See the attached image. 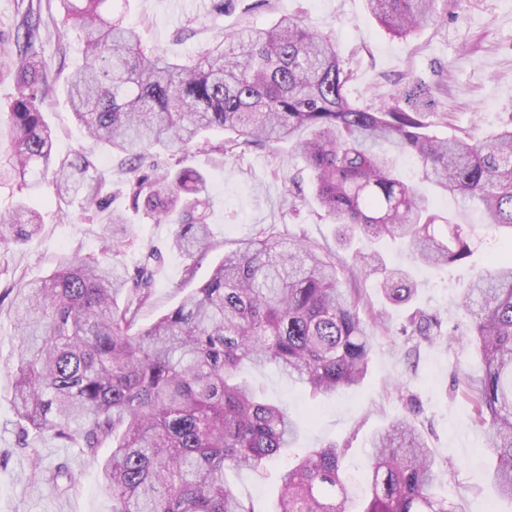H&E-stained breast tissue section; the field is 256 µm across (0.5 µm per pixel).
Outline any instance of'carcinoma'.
Here are the masks:
<instances>
[{
	"instance_id": "cac0c4a2",
	"label": "carcinoma",
	"mask_w": 512,
	"mask_h": 512,
	"mask_svg": "<svg viewBox=\"0 0 512 512\" xmlns=\"http://www.w3.org/2000/svg\"><path fill=\"white\" fill-rule=\"evenodd\" d=\"M61 2L83 42L67 96L92 141L124 154L132 171L153 150L186 149L207 131L232 133L226 152L288 144L312 174L323 218L339 226L338 241L366 243L353 264L379 276L388 304H410L417 288L407 271L386 266L377 245L398 241L431 267L462 264L474 251L472 226L437 212L399 178L395 155L416 156L423 180L478 204L489 228L512 230V127L481 138L436 136L424 121L436 105L424 79L410 80L392 103L362 107L347 97L350 75L332 39L300 19L246 27L182 63L144 50L135 28L112 20L113 0ZM439 2L367 0L372 17L399 38L436 20ZM40 25V12L29 9L25 51ZM44 93L40 64L22 62L8 112L12 150L0 164L32 192L49 178L60 193L83 191L86 209L121 239L128 225L110 210L94 156L79 151L56 162ZM126 192L157 221L179 215L178 251L208 248L210 196L201 172L144 174ZM40 230L37 213L23 205L0 215L2 245ZM110 251L76 252L44 280L5 289L19 341V434L76 441L88 456L111 449L102 477L112 512H258L225 475L260 473L292 445L297 428L242 371L272 364L315 395L356 385L367 372L374 336L357 292L337 278L336 254L260 235L225 254L176 308L140 327L150 261L131 271L108 260ZM456 307L472 318L468 341L484 365L481 376H463L464 398L486 425L497 491L512 500V255L476 274ZM409 325L429 342L443 339L436 316L417 310ZM371 447V495L362 512H465L434 491L435 460L409 419L376 433ZM345 456L334 443L306 451L282 474L275 512H352Z\"/></svg>"
}]
</instances>
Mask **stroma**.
<instances>
[{"label":"stroma","instance_id":"obj_1","mask_svg":"<svg viewBox=\"0 0 512 512\" xmlns=\"http://www.w3.org/2000/svg\"><path fill=\"white\" fill-rule=\"evenodd\" d=\"M41 36L35 53L47 66L48 87L42 110L55 133L53 151L63 161L83 150L94 153L112 180V209L123 213L131 235L116 249L115 261L132 267L155 255L151 297L140 316L149 325L176 307L205 282L226 252L273 228L286 242L306 240L334 251L341 283L356 280L362 294V317L375 339L368 371L358 385L336 394L311 398L306 388L288 380L274 366L251 369L249 379L264 396L285 406L298 424V450L328 443L347 451V477L355 499L366 494L372 436L404 418H413L439 464L437 490L462 502L466 512H512V500L500 497L493 482L494 457L485 445L484 427L473 418L455 385L465 374L482 372L480 356L459 337L451 348L429 343L405 329L414 310L441 315L444 332L463 324L454 302L469 279L489 269L501 255L507 233L483 225L481 211L419 183L414 158L399 157L401 174L418 182L436 209L461 224L474 225L478 244L470 262L435 269L411 264L407 254L383 246L387 263L409 268L419 284L410 305L393 307L381 297L374 278H354L351 252L339 247L334 225L319 216L310 191L295 192L288 179L294 161L287 144L224 153L225 135L206 133L207 147L185 151L179 159L155 156L156 171L181 164L204 172L212 201L211 246L185 255L172 250L174 221L155 222L134 209L124 189L128 179L122 156L90 141L75 121L66 99V84L82 62L83 45L73 26L63 24L59 0H41ZM217 0H116L115 14L136 26L146 49L185 61L207 42L248 26L263 27L295 16L314 30L330 34L345 70L351 74L348 97L360 105L392 100L413 77L433 87L434 112L427 121L438 137H481L512 123V0H441L439 18L413 36L389 35L369 15L365 0H236L232 9H216ZM31 0H0V153L13 137L8 121L15 92L13 70L23 53L18 30ZM38 212L42 231L32 239L0 246V290L14 280L49 276L74 252L99 254L109 239L104 221L82 207L81 195L59 199L52 183L34 195L0 180V213L18 205ZM18 341L10 303L0 304V512H112V491L100 467L110 455L99 449L90 458L36 434L19 442L14 404ZM67 466L74 487L59 490L42 481V473ZM282 462L270 463L262 475L228 473L234 491L252 498L261 512H273Z\"/></svg>","mask_w":512,"mask_h":512}]
</instances>
